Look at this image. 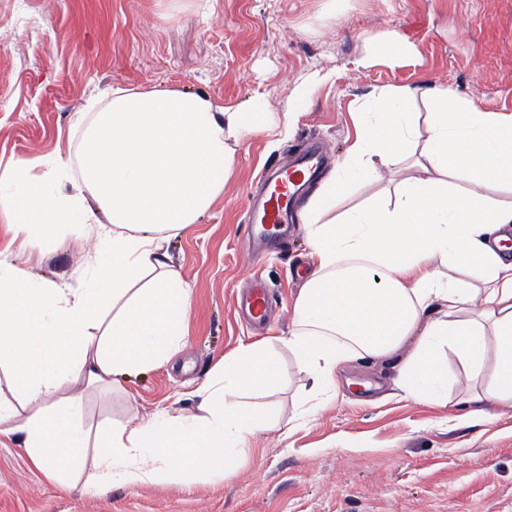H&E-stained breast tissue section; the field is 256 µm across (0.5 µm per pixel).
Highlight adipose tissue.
I'll list each match as a JSON object with an SVG mask.
<instances>
[{"label": "adipose tissue", "instance_id": "obj_1", "mask_svg": "<svg viewBox=\"0 0 512 512\" xmlns=\"http://www.w3.org/2000/svg\"><path fill=\"white\" fill-rule=\"evenodd\" d=\"M425 99L426 116L412 112ZM262 101L228 111L172 89L113 88L89 100L72 129L76 167L26 161L0 170V214L13 234L56 240L105 217L80 287L0 259V370L10 399L0 422L30 466L67 490L229 478L261 417L229 392L271 390L276 361L264 342L225 354L197 390L196 411L131 414L83 428L84 392L156 368L184 346L192 287L167 242L219 197L233 142L270 129ZM356 137L299 212L314 271L294 302L282 343L312 385L335 390L342 365L396 361L404 397L448 402V358L461 381L490 385L475 415L512 402V112H488L447 86H390L354 113ZM411 175L381 197L333 216L354 183L382 179L400 160ZM448 269L435 277L433 263ZM27 409L19 417V409Z\"/></svg>", "mask_w": 512, "mask_h": 512}]
</instances>
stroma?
Masks as SVG:
<instances>
[{"mask_svg": "<svg viewBox=\"0 0 512 512\" xmlns=\"http://www.w3.org/2000/svg\"><path fill=\"white\" fill-rule=\"evenodd\" d=\"M395 36L419 50L401 67L377 56ZM316 71L326 81L286 119ZM424 83L512 112V0H0V170L75 162L74 112L115 86L198 91L229 111L260 99L277 123L235 144L223 195L169 243L193 287L185 346L161 367L115 376L111 392L87 390L84 427L192 409L194 390L243 343L267 341L279 378L269 393L228 397L268 417L233 479L65 491L0 435V512H512V408L468 416L456 359L444 406L394 395L396 369L367 358L338 371L334 397L308 399L310 382L280 342L313 269L306 232L294 224L284 249L260 250L273 229L247 228L250 195L289 150L315 139L341 158L356 106L382 87ZM287 121L284 138L277 127ZM95 249L91 231L50 246L13 238L0 221V251L50 280L79 285ZM253 280L272 301L259 327L237 310Z\"/></svg>", "mask_w": 512, "mask_h": 512, "instance_id": "35a3bbf8", "label": "stroma"}]
</instances>
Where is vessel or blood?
I'll return each instance as SVG.
<instances>
[{
	"mask_svg": "<svg viewBox=\"0 0 512 512\" xmlns=\"http://www.w3.org/2000/svg\"><path fill=\"white\" fill-rule=\"evenodd\" d=\"M325 160V149L310 146L294 154L288 165L276 169L268 178L269 187L263 197L250 205V219L255 224L285 226L293 219L296 187L310 186L319 176ZM242 305L250 317L263 321L269 309L264 289H254L245 296Z\"/></svg>",
	"mask_w": 512,
	"mask_h": 512,
	"instance_id": "b4317fda",
	"label": "vessel or blood"
}]
</instances>
